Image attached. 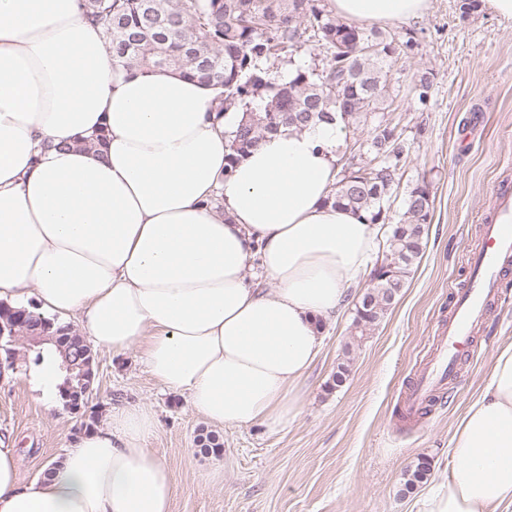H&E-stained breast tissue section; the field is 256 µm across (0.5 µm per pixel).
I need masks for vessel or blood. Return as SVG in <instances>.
Wrapping results in <instances>:
<instances>
[{"label":"vessel or blood","mask_w":512,"mask_h":512,"mask_svg":"<svg viewBox=\"0 0 512 512\" xmlns=\"http://www.w3.org/2000/svg\"><path fill=\"white\" fill-rule=\"evenodd\" d=\"M495 205L499 217L482 226V243L470 256L471 281L455 295L429 359L405 396L407 416L421 414L434 394L452 384L459 361L469 358L482 323L493 311L502 279L512 271V191L499 192Z\"/></svg>","instance_id":"1"}]
</instances>
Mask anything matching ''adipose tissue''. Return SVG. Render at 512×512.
<instances>
[{"label": "adipose tissue", "mask_w": 512, "mask_h": 512, "mask_svg": "<svg viewBox=\"0 0 512 512\" xmlns=\"http://www.w3.org/2000/svg\"><path fill=\"white\" fill-rule=\"evenodd\" d=\"M428 2L332 0L347 21L384 24ZM214 96L179 72L113 65L80 0H0V299L80 316L95 347L137 352L213 425L282 430L318 323L362 285L379 228L328 201L341 124L272 136L231 166L241 115L214 112ZM157 429L146 405L109 408L24 484L0 448V512H172ZM449 454L416 512L512 505V342Z\"/></svg>", "instance_id": "1"}]
</instances>
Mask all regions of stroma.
<instances>
[{
    "label": "stroma",
    "instance_id": "1",
    "mask_svg": "<svg viewBox=\"0 0 512 512\" xmlns=\"http://www.w3.org/2000/svg\"><path fill=\"white\" fill-rule=\"evenodd\" d=\"M458 4L429 0L422 15L387 27L417 39L389 76L396 97L385 118L413 145L400 195L423 182L433 200L423 254L377 324L359 332L349 305L327 328L287 429L221 427L223 452L205 456L195 439L207 421L186 397L163 390L135 353L96 351L94 395L77 413L60 398L42 396L29 361L0 371V446L13 449L21 481L59 459L83 422L104 421L110 406L140 402L159 421L148 446L173 474V512H411L426 483L407 488L408 471L429 460L426 482L435 481L498 348L512 342L510 287L491 316V341L460 361L454 383L426 415L405 423V393L455 291L469 283L468 255L496 194L512 187V19L498 17L486 2L464 18ZM424 75L431 89L422 101L414 85ZM400 195L390 200L395 218ZM341 366L346 381L336 388ZM217 467L223 481L208 480Z\"/></svg>",
    "mask_w": 512,
    "mask_h": 512
}]
</instances>
